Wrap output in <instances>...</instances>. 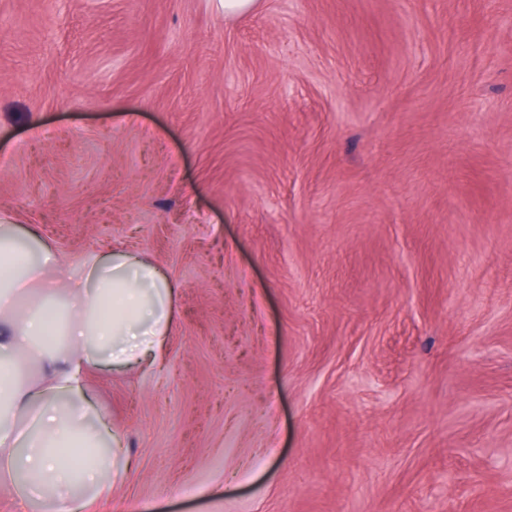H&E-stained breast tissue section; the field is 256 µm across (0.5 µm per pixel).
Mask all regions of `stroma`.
<instances>
[{
  "instance_id": "obj_1",
  "label": "stroma",
  "mask_w": 512,
  "mask_h": 512,
  "mask_svg": "<svg viewBox=\"0 0 512 512\" xmlns=\"http://www.w3.org/2000/svg\"><path fill=\"white\" fill-rule=\"evenodd\" d=\"M0 212L177 287L112 512H512V0H0Z\"/></svg>"
}]
</instances>
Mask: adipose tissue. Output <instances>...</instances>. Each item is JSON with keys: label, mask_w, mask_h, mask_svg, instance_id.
Instances as JSON below:
<instances>
[{"label": "adipose tissue", "mask_w": 512, "mask_h": 512, "mask_svg": "<svg viewBox=\"0 0 512 512\" xmlns=\"http://www.w3.org/2000/svg\"><path fill=\"white\" fill-rule=\"evenodd\" d=\"M36 227L0 223V483L15 512H111L107 487L129 461L88 398L101 365L158 358L175 286L129 250H93L63 274Z\"/></svg>", "instance_id": "1"}]
</instances>
